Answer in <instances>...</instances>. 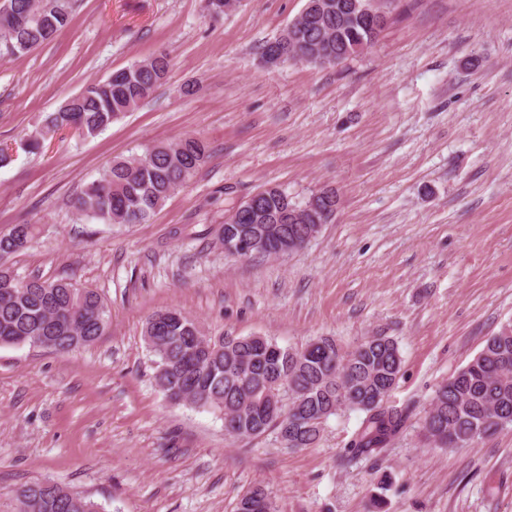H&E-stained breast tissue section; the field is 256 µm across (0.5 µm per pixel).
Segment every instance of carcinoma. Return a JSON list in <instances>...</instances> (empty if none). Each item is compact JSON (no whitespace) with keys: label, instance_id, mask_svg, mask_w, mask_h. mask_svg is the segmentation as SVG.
<instances>
[{"label":"carcinoma","instance_id":"1","mask_svg":"<svg viewBox=\"0 0 512 512\" xmlns=\"http://www.w3.org/2000/svg\"><path fill=\"white\" fill-rule=\"evenodd\" d=\"M350 0H306L307 16L298 21L297 39L288 30L267 42L262 56L307 61L313 45L346 61L370 44L367 24L347 12L336 24V6ZM70 20L69 4L45 0H0V56L17 58L44 43ZM170 59L159 51L117 69L104 81L90 83L25 135L19 148L38 153L54 134L72 129L90 138L138 109L166 81ZM210 159L206 142L187 136L160 141L142 155L118 157L74 198L82 217L102 224H147L156 210ZM282 188L263 197L259 211L224 229L264 242L258 256L291 254L321 230L318 212H305ZM38 235L35 224H15L0 233V345H31L43 337L52 351H70L94 343L108 327L107 307L90 288L64 279L19 278L8 259L27 250ZM154 356L155 383L177 404L218 411L233 438H257L269 431L287 448H309L326 421L340 411L363 414L349 443L357 456H374L400 432L405 416L386 405L402 371L398 342L377 333L344 348L330 336L301 347H282L267 336H212L177 308L159 310L144 324ZM426 442L435 448L473 445L486 436L512 429V325L490 336L479 353L435 391L423 420ZM17 512H100L94 502L56 483L35 482L16 495ZM269 491L256 484L238 500L235 512H254Z\"/></svg>","mask_w":512,"mask_h":512}]
</instances>
